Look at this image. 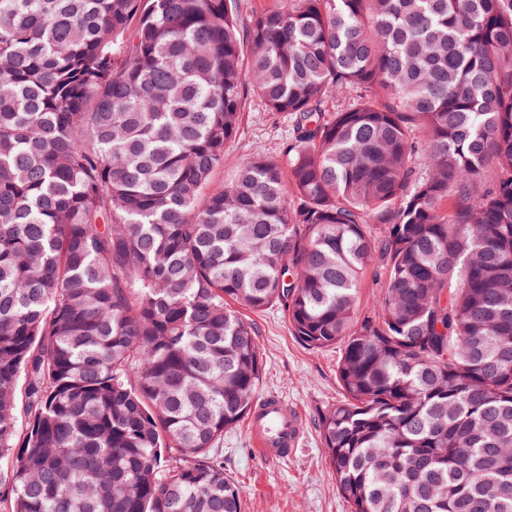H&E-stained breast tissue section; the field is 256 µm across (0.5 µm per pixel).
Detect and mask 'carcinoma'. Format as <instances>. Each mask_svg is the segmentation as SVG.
<instances>
[{
    "mask_svg": "<svg viewBox=\"0 0 512 512\" xmlns=\"http://www.w3.org/2000/svg\"><path fill=\"white\" fill-rule=\"evenodd\" d=\"M241 2L0 0V512H244L273 306L350 512H512V0ZM288 125L285 119L268 112L264 104L248 94L237 136L228 144L224 155V167L217 179L224 181L236 167L256 151L268 155L278 152Z\"/></svg>",
    "mask_w": 512,
    "mask_h": 512,
    "instance_id": "cac0c4a2",
    "label": "carcinoma"
}]
</instances>
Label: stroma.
Wrapping results in <instances>:
<instances>
[{"label":"stroma","mask_w":512,"mask_h":512,"mask_svg":"<svg viewBox=\"0 0 512 512\" xmlns=\"http://www.w3.org/2000/svg\"><path fill=\"white\" fill-rule=\"evenodd\" d=\"M288 130L285 119L247 97L237 136L229 143L220 177L253 153L278 152ZM262 374L257 396L276 395L297 408L303 434L294 455L267 461L252 451L249 431L238 424L224 435V471L244 490V512H350L323 448L318 418L342 398L336 378L340 347L317 350L293 336L276 308L254 314Z\"/></svg>","instance_id":"35a3bbf8"}]
</instances>
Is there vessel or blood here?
Wrapping results in <instances>:
<instances>
[{"mask_svg":"<svg viewBox=\"0 0 512 512\" xmlns=\"http://www.w3.org/2000/svg\"><path fill=\"white\" fill-rule=\"evenodd\" d=\"M248 431L257 456L265 460L291 457L302 435V419L275 395L255 400L248 415Z\"/></svg>","mask_w":512,"mask_h":512,"instance_id":"1","label":"vessel or blood"}]
</instances>
